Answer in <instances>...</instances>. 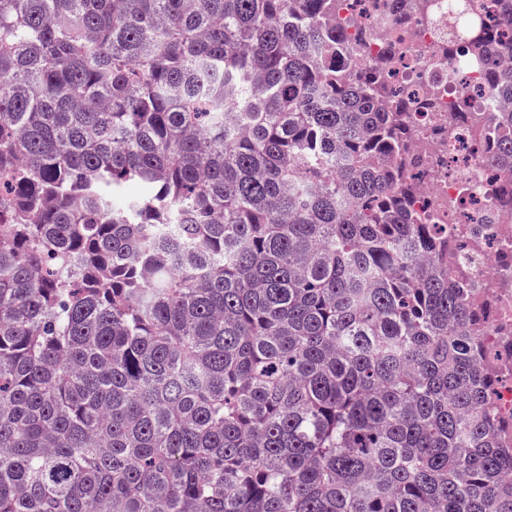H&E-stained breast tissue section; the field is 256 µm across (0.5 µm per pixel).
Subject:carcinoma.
Instances as JSON below:
<instances>
[{"label":"carcinoma","mask_w":512,"mask_h":512,"mask_svg":"<svg viewBox=\"0 0 512 512\" xmlns=\"http://www.w3.org/2000/svg\"><path fill=\"white\" fill-rule=\"evenodd\" d=\"M337 8L0 0V512H512L498 346Z\"/></svg>","instance_id":"1"}]
</instances>
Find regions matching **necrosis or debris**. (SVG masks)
Instances as JSON below:
<instances>
[{"label":"necrosis or debris","mask_w":512,"mask_h":512,"mask_svg":"<svg viewBox=\"0 0 512 512\" xmlns=\"http://www.w3.org/2000/svg\"><path fill=\"white\" fill-rule=\"evenodd\" d=\"M339 31L361 32L353 46L358 66L382 51L391 61L383 81L406 102L410 134L406 168L417 189L412 209L421 224H454L448 263L453 278L493 306L483 335L512 353V177L489 161L495 135L458 108H502L488 90V55L460 43L470 26L512 31L506 0H342ZM456 52H449V42Z\"/></svg>","instance_id":"necrosis-or-debris-1"}]
</instances>
